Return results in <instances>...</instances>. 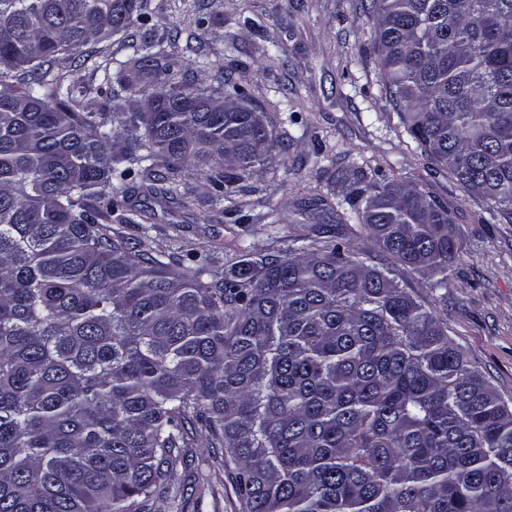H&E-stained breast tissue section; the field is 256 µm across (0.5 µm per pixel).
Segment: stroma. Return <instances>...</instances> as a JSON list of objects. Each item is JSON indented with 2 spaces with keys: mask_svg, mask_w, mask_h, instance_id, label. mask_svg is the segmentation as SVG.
Returning a JSON list of instances; mask_svg holds the SVG:
<instances>
[{
  "mask_svg": "<svg viewBox=\"0 0 512 512\" xmlns=\"http://www.w3.org/2000/svg\"><path fill=\"white\" fill-rule=\"evenodd\" d=\"M369 0H148L147 20L110 41L85 47L87 60L72 96L96 112H119L118 61L130 45L150 42L168 54L176 77L214 84L223 64L227 86L267 113L275 158L244 185L215 187L205 168L182 175V203L153 202L147 224L125 218L144 203L138 182L115 183L125 207L112 225L173 263L209 252L213 277H223L238 249L287 252L299 228L313 224L297 203L309 189L348 209L356 171L367 179H416L445 207L456 253L448 264V296L426 277L397 272L407 291L438 307L448 335L472 368L512 404V219L490 216L442 169H432L387 97L371 47ZM152 512H238L234 487L202 436L174 464L169 490Z\"/></svg>",
  "mask_w": 512,
  "mask_h": 512,
  "instance_id": "stroma-1",
  "label": "stroma"
}]
</instances>
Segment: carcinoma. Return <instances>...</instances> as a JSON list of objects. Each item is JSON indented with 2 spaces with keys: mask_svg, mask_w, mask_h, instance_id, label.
<instances>
[{
  "mask_svg": "<svg viewBox=\"0 0 512 512\" xmlns=\"http://www.w3.org/2000/svg\"><path fill=\"white\" fill-rule=\"evenodd\" d=\"M144 0H0V512H151L199 428L239 512H512V407L393 270L341 244L351 218L387 259L448 287V210L398 179L351 194L321 242L173 265L108 226L118 178L190 167L221 185L272 159L242 92L169 77L151 46L120 62L146 106L102 115L64 74L144 19ZM386 94L417 147L512 217V0H369Z\"/></svg>",
  "mask_w": 512,
  "mask_h": 512,
  "instance_id": "obj_1",
  "label": "carcinoma"
}]
</instances>
